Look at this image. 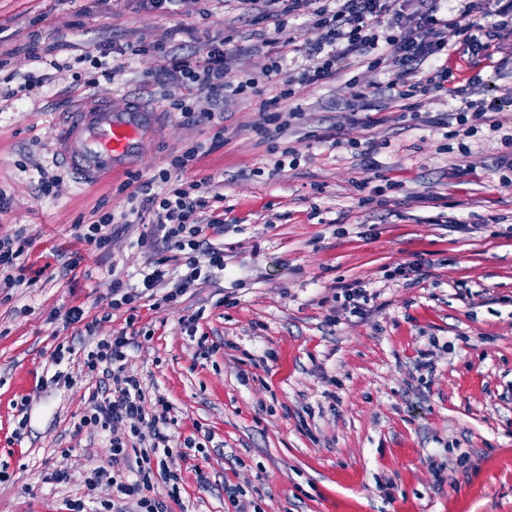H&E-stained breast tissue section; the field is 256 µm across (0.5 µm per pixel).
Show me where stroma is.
<instances>
[{
  "instance_id": "35a3bbf8",
  "label": "stroma",
  "mask_w": 512,
  "mask_h": 512,
  "mask_svg": "<svg viewBox=\"0 0 512 512\" xmlns=\"http://www.w3.org/2000/svg\"><path fill=\"white\" fill-rule=\"evenodd\" d=\"M217 35L241 49L224 74L232 84L279 50L274 22L251 18L240 0H181L172 15L141 0H0V237L28 236L25 282L0 288V469L10 476L0 512H66L86 474L110 464L106 434L76 428L105 376L75 365L70 385L50 382L49 354L71 338L50 315L73 306L98 319V337L132 338L127 371L172 400L179 437L210 432L205 456L173 461L191 512H233L228 485L257 490L263 512H512V182L501 180L512 147L479 135L459 151L384 98L371 115L352 113L347 79L394 78L355 59L304 88L301 120L275 139L254 133L260 116L246 99L225 103L219 127L185 122L169 109L184 86L154 79L158 50ZM35 39L55 45L60 68L30 58ZM103 39L155 44L122 56L123 72L91 93L137 96L160 124L133 173L86 184L51 145L88 93L74 75L97 78L85 54ZM450 64L512 128V33L493 59L459 50ZM26 80L30 97L7 96ZM199 143L212 150L183 177L210 179L224 196L223 227L205 232L224 268L127 325L111 306L112 280L139 286L149 258L174 250L134 223L102 251L74 225L99 207L125 212L139 180ZM288 148L296 162L275 166ZM44 175L55 180L48 196L37 191ZM74 253L79 266L62 273ZM421 257L431 262L423 280L397 276ZM344 287L372 293L365 315L338 312L332 295ZM23 401L30 421L19 437ZM57 473L64 482H52Z\"/></svg>"
}]
</instances>
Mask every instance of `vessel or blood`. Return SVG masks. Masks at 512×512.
<instances>
[{"label": "vessel or blood", "mask_w": 512, "mask_h": 512, "mask_svg": "<svg viewBox=\"0 0 512 512\" xmlns=\"http://www.w3.org/2000/svg\"><path fill=\"white\" fill-rule=\"evenodd\" d=\"M154 132L153 108L128 98L112 104L89 96L66 114L53 152L79 179L92 180L139 159Z\"/></svg>", "instance_id": "b4317fda"}]
</instances>
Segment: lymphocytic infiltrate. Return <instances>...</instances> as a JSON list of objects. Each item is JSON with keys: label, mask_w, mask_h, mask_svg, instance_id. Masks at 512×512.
I'll use <instances>...</instances> for the list:
<instances>
[{"label": "lymphocytic infiltrate", "mask_w": 512, "mask_h": 512, "mask_svg": "<svg viewBox=\"0 0 512 512\" xmlns=\"http://www.w3.org/2000/svg\"><path fill=\"white\" fill-rule=\"evenodd\" d=\"M272 16H291L307 12L308 25L302 39L285 36L282 46L286 53L304 54L307 68L295 77L284 76L280 61H272L261 78H252L232 86L224 81L229 60L237 56V46L229 41L208 42L199 51L181 52L170 49L166 56L170 67L161 68L159 78L178 72L188 88L206 92L215 104H223L227 96L251 94L257 96L261 121L257 135L273 136L283 126L301 116L300 108L283 109V101L296 97L297 86L327 82L347 66L350 59L368 58L369 68L392 70L394 81L361 88L356 82L348 87L353 102L363 112L375 108L381 90H388L400 104L403 114L420 118L425 96L444 90L462 98L463 105L456 117L447 113L429 117V124L447 128L457 121L456 136L470 137L475 123L485 124L489 131L502 133L504 142L512 143V134H503V125L493 119V104L472 100L468 88L456 85V74L448 64L449 37L476 56L493 57L504 31H512V0H466L461 8H453L448 0H265ZM274 85L275 94L264 91ZM194 146L175 157L169 168L159 170L151 181L141 186V192L130 195L131 206L122 216L101 214L91 223L78 224V236L95 248L104 247L112 237L115 220L150 223V234L165 246L185 255L186 268L180 278H172L165 260L155 261L143 276L141 289L125 287L122 281H112L113 307H128L136 311L140 302L153 299L158 286L175 280L167 300H175L207 279L211 269L223 268L224 255L209 247L206 228H219L221 220L202 223L200 209L206 208L210 192L209 179L186 181L180 174L202 153ZM64 326L80 325L81 335L95 338L93 347L84 350L83 366L112 379L111 387L92 390L88 408L79 419L80 427L99 428L110 432V453L114 470L93 469L85 482L84 497L68 501V512H168L166 499L178 498L183 478L169 462L175 453L192 448V440L175 444L174 430L178 424L173 402L163 393L147 396L140 381L126 375V336L96 339V322L87 319L81 307L65 311ZM168 489L167 498L154 496L156 482ZM112 489L110 499L97 496L100 485Z\"/></svg>", "instance_id": "obj_1"}]
</instances>
